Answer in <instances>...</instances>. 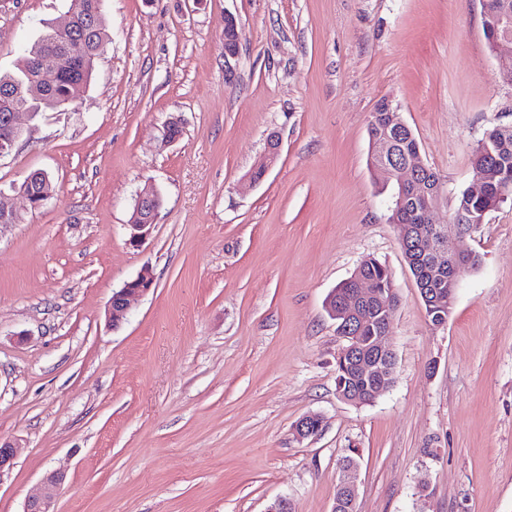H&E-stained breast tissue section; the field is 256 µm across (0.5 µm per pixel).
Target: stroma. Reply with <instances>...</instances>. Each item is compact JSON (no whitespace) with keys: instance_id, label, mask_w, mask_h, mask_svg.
I'll return each instance as SVG.
<instances>
[{"instance_id":"1","label":"stroma","mask_w":512,"mask_h":512,"mask_svg":"<svg viewBox=\"0 0 512 512\" xmlns=\"http://www.w3.org/2000/svg\"><path fill=\"white\" fill-rule=\"evenodd\" d=\"M71 0H0V73ZM111 42L81 98L0 156V512L65 472L56 512H512V196L452 251L479 263L444 326L428 320L390 223L368 121L389 102L446 191L512 125V69L481 0H100ZM240 45L224 53V16ZM183 122L175 143L164 122ZM280 154L249 184L270 135ZM56 189L40 209L16 189ZM162 207L129 242L135 199ZM373 257L398 296L389 386L336 393L344 344L326 300ZM155 282L118 327L115 290ZM309 414L321 432L297 439ZM23 186L26 187V190L23 188L18 193L27 201L30 208L34 210L41 206L42 203L39 201H45L46 203L51 198L55 189L52 178L44 172L37 171L29 174L19 185V188Z\"/></svg>"}]
</instances>
